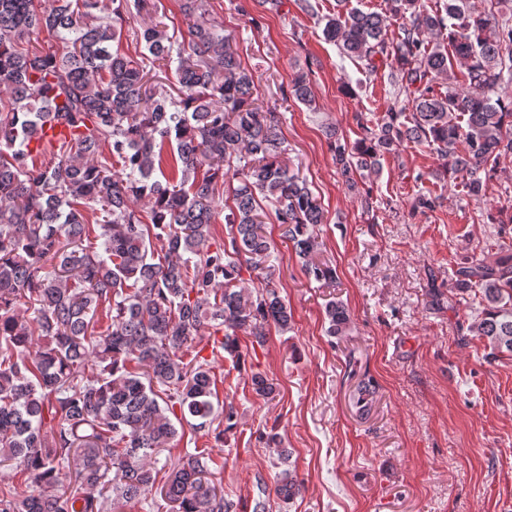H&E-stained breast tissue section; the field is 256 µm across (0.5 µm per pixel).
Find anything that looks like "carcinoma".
<instances>
[{
	"label": "carcinoma",
	"mask_w": 512,
	"mask_h": 512,
	"mask_svg": "<svg viewBox=\"0 0 512 512\" xmlns=\"http://www.w3.org/2000/svg\"><path fill=\"white\" fill-rule=\"evenodd\" d=\"M0 0V466L35 484L0 485V512H119L153 490L157 455L176 425L224 434L237 412L220 401L210 362L195 351L203 329L242 358L239 335L264 346L286 332L288 304L273 281L275 244L268 211L325 285L336 269L315 261L324 211L305 178L282 163L286 141L278 113L264 107L254 75L232 48L205 0H181L186 31L170 35L147 0ZM401 23L388 34L381 15L351 8L326 19L324 40L339 44L373 74L385 65L411 112H388L377 130L349 144L330 131L349 186L406 142L452 158L448 176L466 177L479 199L501 160L512 156V100L492 94L512 76V25L444 0H388ZM141 46L120 48L124 31ZM44 33L61 49L30 44ZM467 91L436 89L455 62ZM173 73L177 94L149 74ZM289 94L313 108L308 73ZM66 129L55 161L38 166L30 142L41 120ZM100 206L90 224L84 211ZM223 217L224 242H211ZM258 283L255 291L245 285ZM461 292L485 303L469 331L492 350L512 354V254L475 255L454 271ZM111 325L95 330V317ZM326 334L351 330L347 307H325ZM254 392L273 399L261 373ZM367 410L374 385H358ZM211 451L175 464L161 488L172 512H235L210 484ZM302 489L284 473L276 497Z\"/></svg>",
	"instance_id": "1"
}]
</instances>
